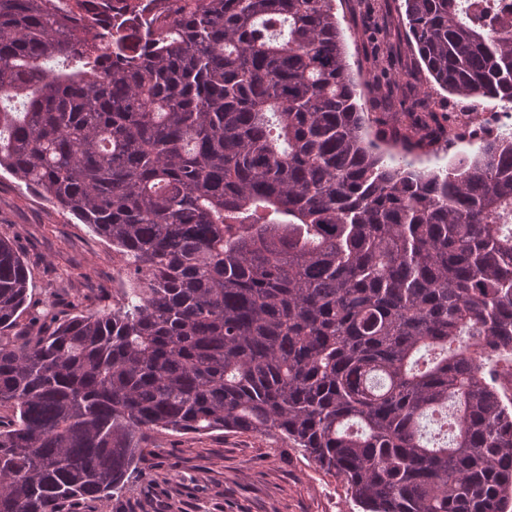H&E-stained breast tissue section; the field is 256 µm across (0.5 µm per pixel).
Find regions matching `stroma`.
<instances>
[{"label":"stroma","instance_id":"1","mask_svg":"<svg viewBox=\"0 0 512 512\" xmlns=\"http://www.w3.org/2000/svg\"><path fill=\"white\" fill-rule=\"evenodd\" d=\"M334 0L360 101L377 127L391 125L402 97L429 98L438 117L459 106L416 62L400 0ZM0 238L28 271L31 299L54 298L59 317L111 306L126 278L109 242L24 183L0 171ZM142 472L106 502L74 501L63 512H361L341 477L281 439L216 431L153 434Z\"/></svg>","mask_w":512,"mask_h":512}]
</instances>
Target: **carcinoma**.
Here are the masks:
<instances>
[{"instance_id": "cac0c4a2", "label": "carcinoma", "mask_w": 512, "mask_h": 512, "mask_svg": "<svg viewBox=\"0 0 512 512\" xmlns=\"http://www.w3.org/2000/svg\"><path fill=\"white\" fill-rule=\"evenodd\" d=\"M463 111L512 103L495 0H402ZM0 0V170L112 244L63 320L0 238V512L122 492L153 433L274 434L363 512H512V132L372 134L333 0ZM37 326L11 331L25 312ZM432 420L436 428L423 425ZM468 141L466 137L462 141L455 140L452 145L448 146V142H445V137H443L433 147L426 151H416L408 158L414 159L418 167H426L431 170L444 169L451 160L469 152L470 147ZM425 152H427L428 155H423Z\"/></svg>"}]
</instances>
